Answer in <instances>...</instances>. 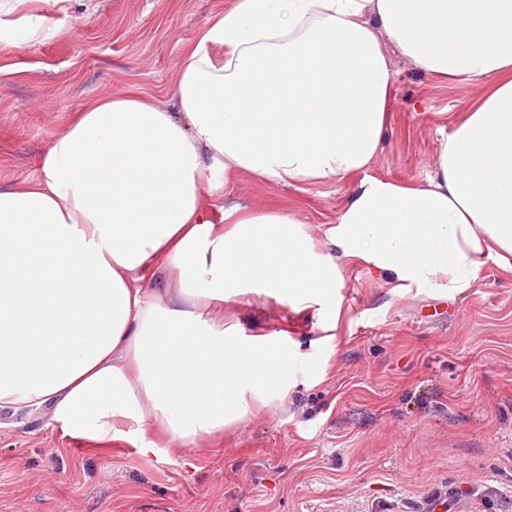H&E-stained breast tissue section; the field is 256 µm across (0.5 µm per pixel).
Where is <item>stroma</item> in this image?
Segmentation results:
<instances>
[{
    "mask_svg": "<svg viewBox=\"0 0 512 512\" xmlns=\"http://www.w3.org/2000/svg\"><path fill=\"white\" fill-rule=\"evenodd\" d=\"M235 0H69L62 33L0 46V185L33 177L86 104L133 90L172 106L185 51ZM390 127L374 176L415 182L480 89L389 50ZM360 173L298 189L242 175L225 202L278 207L322 236ZM335 338L293 332L297 385L184 449L144 456L132 436L71 439L44 417L0 413V512H423L460 488L461 512H512V277L481 271L465 293L393 295L343 270ZM245 332L287 328V303L244 297Z\"/></svg>",
    "mask_w": 512,
    "mask_h": 512,
    "instance_id": "1",
    "label": "stroma"
}]
</instances>
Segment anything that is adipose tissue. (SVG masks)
Returning a JSON list of instances; mask_svg holds the SVG:
<instances>
[{
  "label": "adipose tissue",
  "instance_id": "adipose-tissue-1",
  "mask_svg": "<svg viewBox=\"0 0 512 512\" xmlns=\"http://www.w3.org/2000/svg\"><path fill=\"white\" fill-rule=\"evenodd\" d=\"M33 0H0V43L61 31ZM221 47L223 56L212 53ZM394 48L419 70L483 86L441 132L420 182L368 175L384 140ZM176 111L130 91L53 137L38 173L0 188V410L62 436L127 433L184 448L294 381L263 331L225 324L260 290L338 330L342 265L405 296L512 274V0H236L184 55ZM360 173L316 238L276 208L221 206L232 176L309 185ZM162 287L142 280L160 270Z\"/></svg>",
  "mask_w": 512,
  "mask_h": 512
}]
</instances>
